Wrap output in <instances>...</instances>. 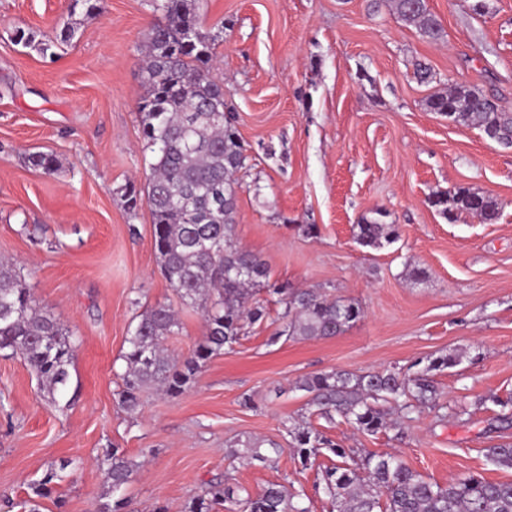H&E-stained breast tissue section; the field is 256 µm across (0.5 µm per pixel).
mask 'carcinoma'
I'll list each match as a JSON object with an SVG mask.
<instances>
[{
	"label": "carcinoma",
	"instance_id": "cac0c4a2",
	"mask_svg": "<svg viewBox=\"0 0 512 512\" xmlns=\"http://www.w3.org/2000/svg\"><path fill=\"white\" fill-rule=\"evenodd\" d=\"M198 0H161L165 22L145 32L144 95L139 104L144 150L149 162L146 202L153 224V247L158 266L180 303L202 313L205 330L190 354L178 361L165 342L179 334L178 311L170 304L145 308L130 326L123 358L118 401L127 414L139 413L151 388L170 398L180 396L207 364L234 349L246 325L264 322L271 309L259 298L264 292L280 305L276 320L281 329L269 338L331 337L346 332L363 315L354 302L330 297L318 290H294L271 280L268 264L242 247L235 238L239 174L247 169L248 149L224 103V88L214 75L217 37L196 23ZM400 19L431 41L443 28L425 0H394ZM81 22L68 19L54 38L35 41L18 31L14 41L43 55L69 44ZM427 107L479 129L504 146L512 142V112L491 98L464 86L431 95ZM32 167L51 173L55 156L29 157ZM452 221L460 212L496 221V201L459 189L432 201ZM355 239L379 249L397 239L394 225L364 219ZM76 344L73 334L50 314L32 305L29 291L12 265L0 262V352L19 356L35 372L40 386L56 399L69 381ZM458 358L443 354L428 360L416 372L377 370L364 374L321 371L294 383L308 395L304 419L283 424L286 444L274 440L240 439L229 444L235 458L273 466L286 450L304 466L330 452L339 462L323 472L324 491L336 512H512V481L492 482L479 475L440 486L413 471L397 453H369L349 463L350 452L324 435L312 423L317 417L330 423L341 418L357 431L376 435L386 429L385 407L394 405L410 415L421 407L436 406L434 373L453 367ZM497 467L512 469V442L484 449ZM138 464L118 448H107L98 458L106 491L97 512H129L121 491ZM209 483L190 497L183 512H309L293 502L288 488L270 483L256 493Z\"/></svg>",
	"mask_w": 512,
	"mask_h": 512
}]
</instances>
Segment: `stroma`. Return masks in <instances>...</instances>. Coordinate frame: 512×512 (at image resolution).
I'll return each mask as SVG.
<instances>
[{
  "instance_id": "obj_1",
  "label": "stroma",
  "mask_w": 512,
  "mask_h": 512,
  "mask_svg": "<svg viewBox=\"0 0 512 512\" xmlns=\"http://www.w3.org/2000/svg\"><path fill=\"white\" fill-rule=\"evenodd\" d=\"M443 38L423 39L389 0H200L204 32H219L217 78L248 148L236 235L275 278L357 302L343 334L268 344L272 321L249 327L176 398L155 393L129 417L118 405L125 339L134 317L176 303L153 248L144 187L152 159L140 135L143 35L163 23L158 0H101L76 39L44 56L15 45L14 30L54 37L72 0H0V258L13 260L35 303L71 330L70 382L49 398L30 366L0 355V512H24L48 472L67 476L39 512H96V458L123 449L139 467L125 490L132 512H183L213 480L255 492L287 485L309 512H335L317 492L333 455L300 467L226 457L227 444L282 440L307 401L294 382L336 369H406L462 353L437 372L436 408L404 433L374 436L320 423L354 458L396 452L430 482L469 476L511 481L484 456L512 441L496 420L512 396V148L429 111L455 85L479 88L512 111V0H427ZM431 69L420 81L417 66ZM54 154L52 174L28 154ZM459 188L490 195L495 222L448 221L433 199ZM384 212L396 242L357 243L354 226ZM315 225L307 234V225ZM426 268L414 284L407 265ZM251 395L254 408L243 407Z\"/></svg>"
}]
</instances>
